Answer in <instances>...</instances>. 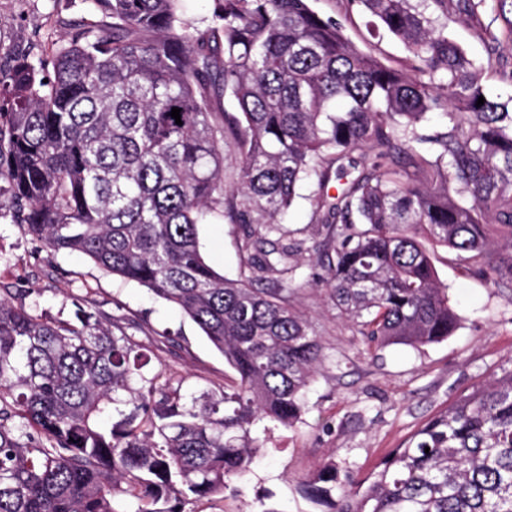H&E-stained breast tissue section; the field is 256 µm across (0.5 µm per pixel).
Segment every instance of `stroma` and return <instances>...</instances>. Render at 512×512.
<instances>
[{
  "label": "stroma",
  "mask_w": 512,
  "mask_h": 512,
  "mask_svg": "<svg viewBox=\"0 0 512 512\" xmlns=\"http://www.w3.org/2000/svg\"><path fill=\"white\" fill-rule=\"evenodd\" d=\"M320 16L339 24L359 49L383 64L401 68L403 44L372 26L370 16L346 0H310ZM444 20L445 32L481 65L496 59L497 72L486 75L491 94L512 96V42H491L465 16ZM84 0H0V63L14 57L38 60L50 55L56 40L83 22L97 21ZM315 181L300 182L291 209L279 218L299 237L311 239ZM201 241L208 259L225 277L239 273V225H203ZM292 303L309 320L325 346V358L306 393V408L294 427H271L263 437L258 460L243 494L230 492L190 497L177 512H320L298 483L325 464L336 466V478L366 479L397 447L429 419L486 381L512 366V290L496 288L462 273L456 255L438 248L434 264L459 315L454 333L419 348L393 344L369 354L345 318L328 301L323 269L314 252L299 258ZM0 284L30 289L29 303L49 318H70L74 303L98 311L108 323L147 349L150 372H162L182 395L218 390L232 369L223 355L187 316L147 288L99 269L88 258L55 252L34 241L22 225L0 219Z\"/></svg>",
  "instance_id": "obj_1"
}]
</instances>
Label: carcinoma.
I'll list each match as a JSON object with an SVG mask.
<instances>
[{
	"mask_svg": "<svg viewBox=\"0 0 512 512\" xmlns=\"http://www.w3.org/2000/svg\"><path fill=\"white\" fill-rule=\"evenodd\" d=\"M489 1L511 39L512 0H434L495 40ZM348 2L404 44L408 66L357 49L309 0H213L204 30L181 0H89L105 22L0 65V217L175 306L234 372L187 405L96 311L76 302L51 319L0 288V512H176L158 504L222 494L249 471L258 423L299 422L324 347L290 300L307 239L276 217L302 180L319 188L328 298L368 345L424 346L458 325L421 237L512 288V96H489L485 68L413 0ZM227 94L238 111H216ZM436 110L451 126L426 127ZM365 150L376 161L351 175ZM227 215L241 224L236 279L200 249L199 225ZM301 488L330 512H512V368L368 485L325 468Z\"/></svg>",
	"mask_w": 512,
	"mask_h": 512,
	"instance_id": "1",
	"label": "carcinoma"
}]
</instances>
